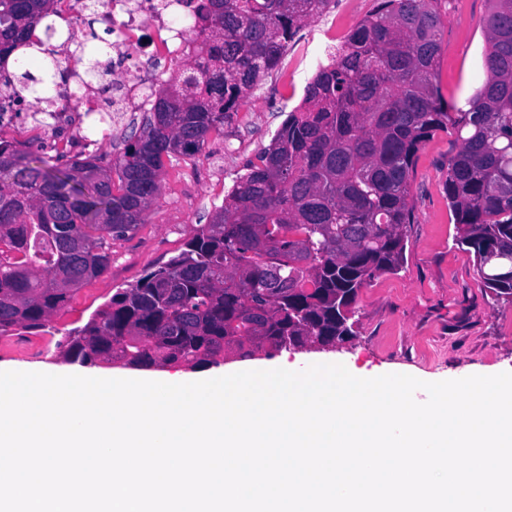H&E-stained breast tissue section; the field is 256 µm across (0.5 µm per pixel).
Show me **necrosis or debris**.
I'll return each mask as SVG.
<instances>
[{"instance_id": "1", "label": "necrosis or debris", "mask_w": 512, "mask_h": 512, "mask_svg": "<svg viewBox=\"0 0 512 512\" xmlns=\"http://www.w3.org/2000/svg\"><path fill=\"white\" fill-rule=\"evenodd\" d=\"M199 0H57L55 14L68 27L67 36L51 50L52 90L28 98L19 79L0 68V132L34 136L25 123L26 113H47L53 134L40 137L46 150L66 145L71 158L88 157L95 145L85 132L87 119L98 128L128 112L152 105L165 82L168 69H181L201 60L192 25L175 27L174 17L192 16ZM112 33L110 73L122 83L87 80L75 51L80 36L91 28Z\"/></svg>"}]
</instances>
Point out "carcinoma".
Segmentation results:
<instances>
[{"label":"carcinoma","instance_id":"carcinoma-1","mask_svg":"<svg viewBox=\"0 0 512 512\" xmlns=\"http://www.w3.org/2000/svg\"><path fill=\"white\" fill-rule=\"evenodd\" d=\"M487 80L464 108L437 81L442 0H381L305 87L212 223L65 337L82 364L204 366L226 351L279 353L356 336L361 290L398 271L413 223L411 173L435 133L455 136L446 193L456 245L512 303V0H488ZM54 0H0V58ZM329 0H202L203 71L159 92L111 167L0 140V335L43 328L112 263V237L144 223L165 161L203 152Z\"/></svg>","mask_w":512,"mask_h":512}]
</instances>
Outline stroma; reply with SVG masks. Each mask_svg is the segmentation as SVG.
I'll return each instance as SVG.
<instances>
[{
	"mask_svg": "<svg viewBox=\"0 0 512 512\" xmlns=\"http://www.w3.org/2000/svg\"><path fill=\"white\" fill-rule=\"evenodd\" d=\"M379 0H330L320 17L300 28L279 65L266 74L240 109L212 135L202 154L166 164L160 195L144 224L112 241V264L42 329H18L0 339V363L69 371L58 345L112 295L183 250L195 228L211 223L236 179L269 145L307 83L323 64L328 37L346 35ZM445 33L437 83L448 103L464 106L486 79L482 20L487 0H445ZM454 137L436 133L418 151L411 177L415 219L407 227L404 264L362 289L357 334L329 350H292L297 369L340 363L380 376L401 372L423 381L512 372V303L485 293L473 254L459 248L444 189Z\"/></svg>",
	"mask_w": 512,
	"mask_h": 512,
	"instance_id": "35a3bbf8",
	"label": "stroma"
}]
</instances>
